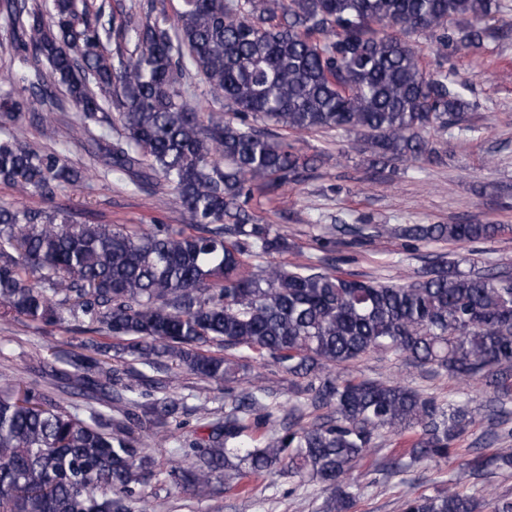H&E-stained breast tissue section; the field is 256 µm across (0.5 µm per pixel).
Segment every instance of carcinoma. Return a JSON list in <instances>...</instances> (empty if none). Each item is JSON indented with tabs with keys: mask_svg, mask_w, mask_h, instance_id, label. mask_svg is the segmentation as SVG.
I'll use <instances>...</instances> for the list:
<instances>
[{
	"mask_svg": "<svg viewBox=\"0 0 512 512\" xmlns=\"http://www.w3.org/2000/svg\"><path fill=\"white\" fill-rule=\"evenodd\" d=\"M496 0H181L173 28L130 10L120 18L90 13L87 0H3L11 44L45 60L23 78L21 92L0 90V182L25 195L51 198L82 179L59 149L30 145L21 121L27 100L45 140L90 142L107 172L153 193L167 188L182 227L78 223L71 212L0 204V317L70 330L73 322L101 335L84 346L99 355L110 338L131 340L133 360L161 357L224 385V422L203 442L182 440L194 459L167 475L181 493L212 496L248 471L280 464L331 489L322 512H351L360 487L348 473L380 439L411 435V448L389 465L462 462L448 492L407 497L403 512H478L470 480L489 468H512V448L466 459L463 434L485 419L479 407L442 402L399 382L331 372L370 353L477 378L512 392V274L439 262L411 282L379 281L322 259L271 261L288 238L258 222L255 192L273 194L315 169V158L288 136L353 135L377 163L435 162V130L455 125L471 103L466 88L429 69L411 41L429 39L436 53L471 50L494 36L485 26ZM129 42L127 60L112 50ZM231 111L203 121L197 88ZM75 109L65 119L66 105ZM124 132L111 136V108ZM259 118L283 133L259 131ZM222 157L224 163L216 161ZM499 224H341L357 243L395 235L464 245L491 240ZM214 343L224 352L210 351ZM255 353L278 365L307 395L306 408L332 410L307 426L292 409L273 424L256 377L237 385L241 361ZM68 387L86 397L40 389L0 373V512H147L137 488L158 476L140 433L169 415L178 400L149 406L106 360L73 354ZM490 512H512V498L488 494Z\"/></svg>",
	"mask_w": 512,
	"mask_h": 512,
	"instance_id": "1",
	"label": "carcinoma"
}]
</instances>
